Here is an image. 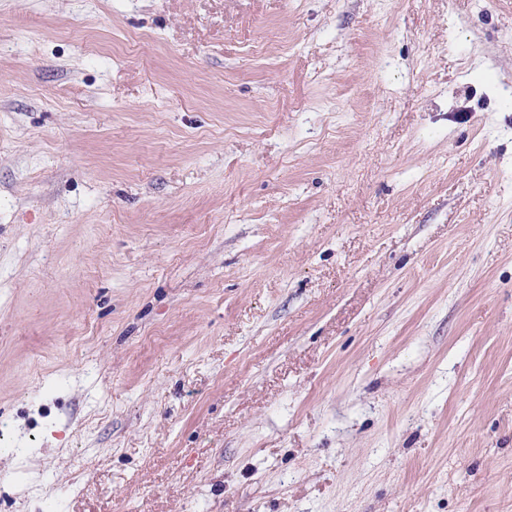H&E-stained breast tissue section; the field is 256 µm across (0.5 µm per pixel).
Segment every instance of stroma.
<instances>
[{"instance_id":"35a3bbf8","label":"stroma","mask_w":512,"mask_h":512,"mask_svg":"<svg viewBox=\"0 0 512 512\" xmlns=\"http://www.w3.org/2000/svg\"><path fill=\"white\" fill-rule=\"evenodd\" d=\"M0 512H512V0H0Z\"/></svg>"}]
</instances>
